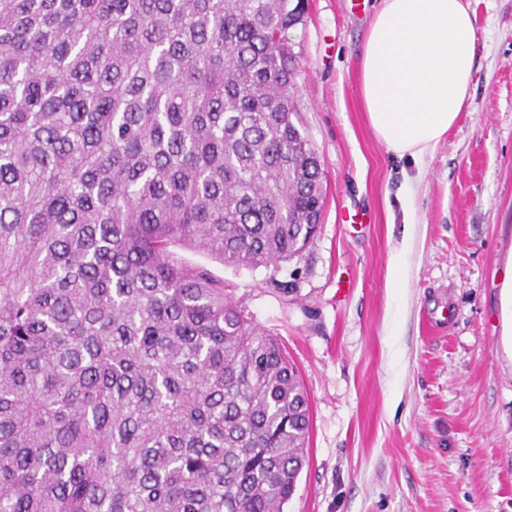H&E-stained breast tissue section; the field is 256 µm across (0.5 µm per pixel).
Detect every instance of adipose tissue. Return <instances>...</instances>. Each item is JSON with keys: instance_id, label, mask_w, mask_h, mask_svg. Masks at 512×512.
Listing matches in <instances>:
<instances>
[{"instance_id": "obj_1", "label": "adipose tissue", "mask_w": 512, "mask_h": 512, "mask_svg": "<svg viewBox=\"0 0 512 512\" xmlns=\"http://www.w3.org/2000/svg\"><path fill=\"white\" fill-rule=\"evenodd\" d=\"M475 38L468 0H383L364 44L360 94L390 153L423 159L455 124Z\"/></svg>"}]
</instances>
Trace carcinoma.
Returning <instances> with one entry per match:
<instances>
[{
  "label": "carcinoma",
  "mask_w": 512,
  "mask_h": 512,
  "mask_svg": "<svg viewBox=\"0 0 512 512\" xmlns=\"http://www.w3.org/2000/svg\"><path fill=\"white\" fill-rule=\"evenodd\" d=\"M305 0H0V512H284L311 404L208 269L298 256Z\"/></svg>",
  "instance_id": "cac0c4a2"
}]
</instances>
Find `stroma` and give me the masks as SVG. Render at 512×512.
Here are the masks:
<instances>
[{
  "label": "stroma",
  "instance_id": "35a3bbf8",
  "mask_svg": "<svg viewBox=\"0 0 512 512\" xmlns=\"http://www.w3.org/2000/svg\"><path fill=\"white\" fill-rule=\"evenodd\" d=\"M470 3V96L418 164L387 151L360 97L382 0H309L288 37L294 121L323 171L318 233L266 268L181 253L223 280L307 390L308 461L286 512H512V0Z\"/></svg>",
  "mask_w": 512,
  "mask_h": 512
}]
</instances>
